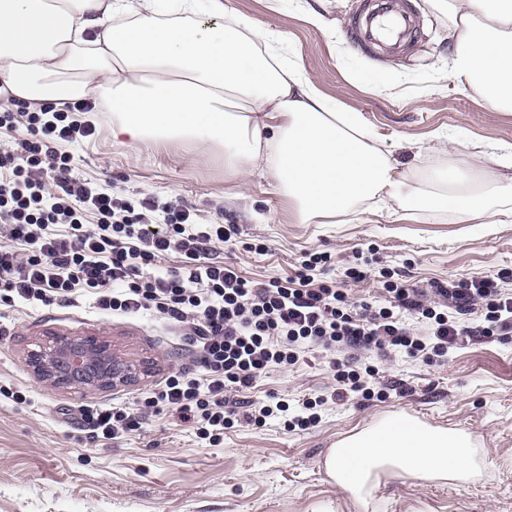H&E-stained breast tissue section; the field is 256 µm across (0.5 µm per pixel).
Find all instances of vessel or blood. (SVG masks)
Instances as JSON below:
<instances>
[{"instance_id":"1","label":"vessel or blood","mask_w":512,"mask_h":512,"mask_svg":"<svg viewBox=\"0 0 512 512\" xmlns=\"http://www.w3.org/2000/svg\"><path fill=\"white\" fill-rule=\"evenodd\" d=\"M348 32L353 41L366 48H383L388 53L399 54L411 44L417 25L401 0H363Z\"/></svg>"}]
</instances>
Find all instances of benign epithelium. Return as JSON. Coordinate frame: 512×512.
I'll return each mask as SVG.
<instances>
[{
    "mask_svg": "<svg viewBox=\"0 0 512 512\" xmlns=\"http://www.w3.org/2000/svg\"><path fill=\"white\" fill-rule=\"evenodd\" d=\"M29 363L54 385L95 391L131 379L137 367L116 360L110 346L95 337L54 335L30 354Z\"/></svg>",
    "mask_w": 512,
    "mask_h": 512,
    "instance_id": "benign-epithelium-1",
    "label": "benign epithelium"
}]
</instances>
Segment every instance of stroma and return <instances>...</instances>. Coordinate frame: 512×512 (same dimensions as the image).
I'll use <instances>...</instances> for the list:
<instances>
[{"instance_id": "obj_1", "label": "stroma", "mask_w": 512, "mask_h": 512, "mask_svg": "<svg viewBox=\"0 0 512 512\" xmlns=\"http://www.w3.org/2000/svg\"><path fill=\"white\" fill-rule=\"evenodd\" d=\"M360 0H224L228 15L245 16L283 38L321 91L359 113L381 135L401 168L419 165L416 147L439 133L471 144L512 145V112L490 111L448 73V21L427 0H404L420 37L397 56L369 55L348 33ZM321 12L325 27L305 19ZM97 137L72 145L73 174L119 197L174 200L202 224H234L226 261L251 280L295 276L306 252L331 253L314 280L336 279L357 300L385 298L381 270L408 287L429 291L475 276L512 271V223L452 224L426 216L401 224L367 217L352 224H296L286 198L268 181L224 174V153L179 140L129 148L112 139V115L96 113ZM265 244L263 252L252 244ZM367 267L360 282L352 264ZM100 335L116 359L140 374L100 391L51 385L28 359L51 334ZM187 342L162 319L99 310L85 298L50 309L0 307V383L25 391L17 404L0 397V512H512V334L475 336L433 363L400 354L379 363L383 400L339 401L301 431L282 421L225 429L212 445L190 424L162 413L131 436L104 446L80 419L87 404L132 405L143 392L190 364ZM337 383L328 355L301 353L296 364L272 368L248 400L277 395L294 402L330 393ZM403 413L423 423L469 433L479 475L470 481H421L386 472L362 508L328 476L336 443L382 418Z\"/></svg>"}]
</instances>
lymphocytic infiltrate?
<instances>
[{"label": "lymphocytic infiltrate", "mask_w": 512, "mask_h": 512, "mask_svg": "<svg viewBox=\"0 0 512 512\" xmlns=\"http://www.w3.org/2000/svg\"><path fill=\"white\" fill-rule=\"evenodd\" d=\"M94 109L84 101L0 110V130H26L0 150V304L41 308L87 296L117 314L154 313L187 339L195 366L140 397L137 413L119 404L86 407L92 440L121 439L164 410L212 444L240 416L259 424L279 415L287 427L307 430L328 401L372 398L376 370L359 367L358 353L444 357L460 337L512 330V289L499 276L437 288L438 305L390 282L389 303L377 308L358 306L335 283H313L312 271L329 260L324 253L310 254L289 279L246 278L216 256L235 225L201 224L176 201L121 199L71 177L64 146L95 134V124L81 118ZM171 256L176 266L164 267ZM402 309L416 315L418 328L401 320ZM476 312L483 319L470 324ZM311 346L348 354L333 364L338 386L330 396L295 408L284 400L249 401L241 411L230 405L229 394L252 388L271 366L295 364Z\"/></svg>", "instance_id": "lymphocytic-infiltrate-1"}]
</instances>
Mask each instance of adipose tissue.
Masks as SVG:
<instances>
[{"instance_id":"adipose-tissue-1","label":"adipose tissue","mask_w":512,"mask_h":512,"mask_svg":"<svg viewBox=\"0 0 512 512\" xmlns=\"http://www.w3.org/2000/svg\"><path fill=\"white\" fill-rule=\"evenodd\" d=\"M0 0V96L35 109L90 99L112 113L113 139L201 141L224 150L225 174L261 171L296 223L347 224L395 202L404 217L452 224L512 220V176L474 149L452 164L402 170L358 113L329 101L298 59L245 18L223 24V0ZM448 18V72L492 111L512 112V0H433ZM473 448L462 431L396 413L341 440L326 466L344 492L366 499L385 469L420 480H464Z\"/></svg>"}]
</instances>
